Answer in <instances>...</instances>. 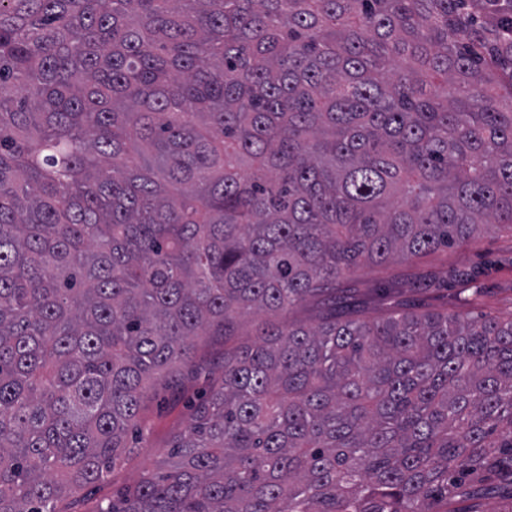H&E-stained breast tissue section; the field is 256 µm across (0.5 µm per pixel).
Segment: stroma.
Wrapping results in <instances>:
<instances>
[{
    "label": "stroma",
    "instance_id": "stroma-1",
    "mask_svg": "<svg viewBox=\"0 0 512 512\" xmlns=\"http://www.w3.org/2000/svg\"><path fill=\"white\" fill-rule=\"evenodd\" d=\"M408 280L405 299L419 300L437 309L472 320L512 318V233L496 230L456 243L435 253L391 263L362 267L354 282L375 288L387 280ZM207 372L193 374L181 400L160 390L144 399L143 436L133 452L115 467L109 481L85 500L62 501L61 512H88L96 500L111 497L157 471L168 456L171 437L189 421L190 403L207 384Z\"/></svg>",
    "mask_w": 512,
    "mask_h": 512
}]
</instances>
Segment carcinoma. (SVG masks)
<instances>
[{
  "label": "carcinoma",
  "instance_id": "1",
  "mask_svg": "<svg viewBox=\"0 0 512 512\" xmlns=\"http://www.w3.org/2000/svg\"><path fill=\"white\" fill-rule=\"evenodd\" d=\"M512 230V0H0V512H462L512 480V319L364 263ZM224 351V339L221 337L199 336L195 340V346L191 349L193 361L210 359ZM207 379L208 371L190 376L180 401L172 400L166 390L159 389L149 394L142 403L141 418L145 428L137 448L117 464L109 481L94 489L90 497L80 502L62 501L58 508L67 512H84L96 500L111 498L112 493L137 483L144 474L156 472L167 459L171 437L188 423L190 403L206 386Z\"/></svg>",
  "mask_w": 512,
  "mask_h": 512
}]
</instances>
